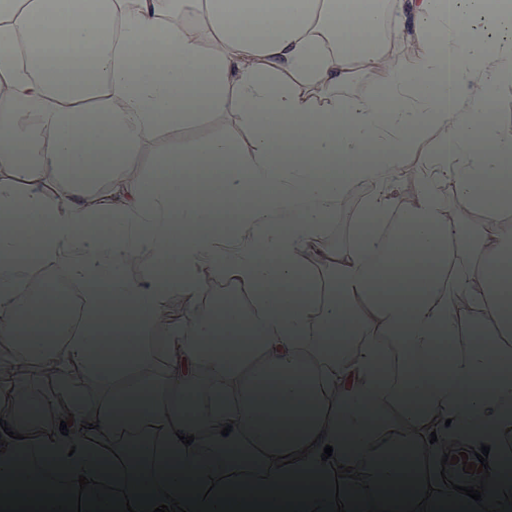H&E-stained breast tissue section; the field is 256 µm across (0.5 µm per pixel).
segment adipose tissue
Masks as SVG:
<instances>
[{"label": "adipose tissue", "instance_id": "ef3b65f1", "mask_svg": "<svg viewBox=\"0 0 512 512\" xmlns=\"http://www.w3.org/2000/svg\"><path fill=\"white\" fill-rule=\"evenodd\" d=\"M106 9L121 27L104 54L78 0H0V481L170 482L177 457L197 485L284 489L311 473L330 497L365 484L421 498L468 485L441 465L452 450L489 445L493 466L511 454L512 124L487 103L512 87V13L493 0ZM493 28L497 41L470 37ZM401 37L415 52L396 51ZM363 73L384 101L337 109ZM214 112L239 134L148 174L130 164ZM59 254L75 260L62 288L45 265ZM59 310L66 333L34 348L27 328ZM118 312L133 336L106 377L87 334ZM228 315L244 346L218 347ZM136 386L149 414L105 419ZM217 388L223 407L202 406ZM400 445L415 452L405 474L384 461Z\"/></svg>", "mask_w": 512, "mask_h": 512}]
</instances>
